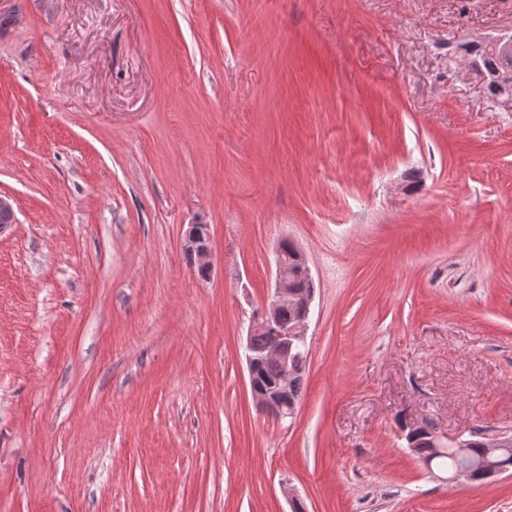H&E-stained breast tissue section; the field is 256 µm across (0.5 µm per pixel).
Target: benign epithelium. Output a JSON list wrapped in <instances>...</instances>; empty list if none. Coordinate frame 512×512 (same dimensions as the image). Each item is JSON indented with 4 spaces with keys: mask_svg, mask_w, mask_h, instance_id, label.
Wrapping results in <instances>:
<instances>
[{
    "mask_svg": "<svg viewBox=\"0 0 512 512\" xmlns=\"http://www.w3.org/2000/svg\"><path fill=\"white\" fill-rule=\"evenodd\" d=\"M504 57L512 56V30H504L496 36L485 38ZM16 223L15 211L10 199L0 195V234L5 232ZM202 227L194 224L190 227L186 236V249L192 251L199 260V265L205 270H210L209 255L210 249L208 239L201 238ZM275 282L274 287L268 295L262 311L252 320L248 335L264 331L273 337L274 353L279 362L286 366L290 359L295 344L306 343L308 320L311 312V305L314 300V293H309L298 300L294 288L288 279V266L283 258L281 250L275 252ZM286 305H297L300 307V314L291 325H284L279 321L278 313L281 307ZM433 443L439 447L451 446L460 454L468 451L464 434L448 435L436 428L429 430ZM487 437L492 447L487 449L478 473L485 480H493L502 474L509 473L508 464L504 462L505 453L512 450V429H497Z\"/></svg>",
    "mask_w": 512,
    "mask_h": 512,
    "instance_id": "obj_1",
    "label": "benign epithelium"
}]
</instances>
